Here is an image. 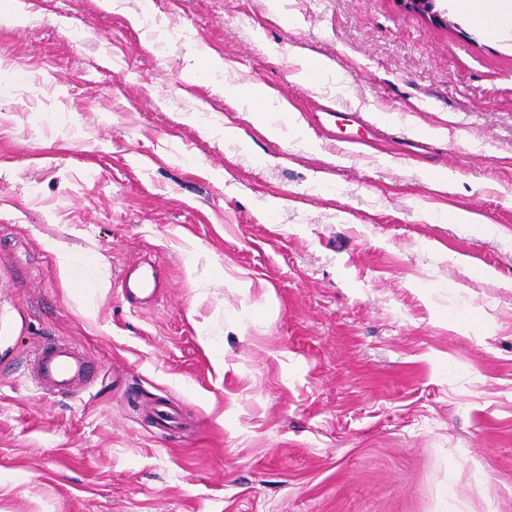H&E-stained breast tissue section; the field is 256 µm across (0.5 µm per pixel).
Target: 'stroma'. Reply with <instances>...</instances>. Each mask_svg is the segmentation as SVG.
Wrapping results in <instances>:
<instances>
[{
  "label": "stroma",
  "mask_w": 512,
  "mask_h": 512,
  "mask_svg": "<svg viewBox=\"0 0 512 512\" xmlns=\"http://www.w3.org/2000/svg\"><path fill=\"white\" fill-rule=\"evenodd\" d=\"M496 9L0 0V512H512ZM143 260L163 288L134 305ZM51 341L84 392L30 380ZM158 397L184 427L156 433ZM158 287L156 275L139 269L127 271L120 282L122 296L131 301H142L153 297ZM31 380L51 394L72 395L76 387L88 379L84 355L64 342H50L32 356L29 367Z\"/></svg>",
  "instance_id": "obj_1"
}]
</instances>
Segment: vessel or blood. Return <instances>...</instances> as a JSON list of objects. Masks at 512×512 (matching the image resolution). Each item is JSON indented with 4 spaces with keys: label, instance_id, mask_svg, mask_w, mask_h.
<instances>
[{
    "label": "vessel or blood",
    "instance_id": "1",
    "mask_svg": "<svg viewBox=\"0 0 512 512\" xmlns=\"http://www.w3.org/2000/svg\"><path fill=\"white\" fill-rule=\"evenodd\" d=\"M120 288L125 299L147 300L156 291L157 279L155 275L135 268L123 275ZM28 371L32 381L51 394H74L77 385L88 379L84 355L67 343L57 341L47 343L34 353ZM146 416L155 428L166 431L177 423L179 412L167 404L156 402L149 405Z\"/></svg>",
    "mask_w": 512,
    "mask_h": 512
}]
</instances>
